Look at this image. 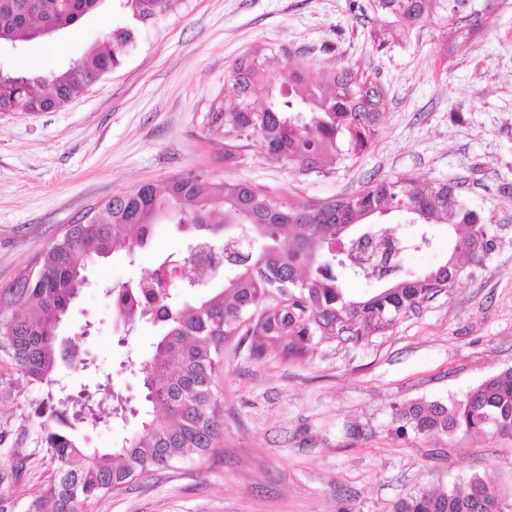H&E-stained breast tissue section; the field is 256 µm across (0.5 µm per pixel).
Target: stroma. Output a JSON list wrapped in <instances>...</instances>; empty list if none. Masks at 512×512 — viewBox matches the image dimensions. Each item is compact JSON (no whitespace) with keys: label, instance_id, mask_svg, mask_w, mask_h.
Wrapping results in <instances>:
<instances>
[{"label":"stroma","instance_id":"1","mask_svg":"<svg viewBox=\"0 0 512 512\" xmlns=\"http://www.w3.org/2000/svg\"><path fill=\"white\" fill-rule=\"evenodd\" d=\"M121 23L102 10L55 38L1 45L0 67L58 70ZM381 23L367 0H184L141 29L120 68L60 110L0 113V295L91 208L189 171L301 204L397 175L454 181L495 229L493 251L463 259L453 288L361 342L324 341L291 361L255 359L243 334L226 341L223 453L155 470L88 512H393L401 499L463 488L475 474L512 488V435L402 434L394 420L395 407L447 403L512 368V0H494L473 40L450 54L444 15L383 46L368 37ZM256 47L274 57L275 88L285 62L365 70L386 99L372 145L336 169L304 172L257 137L215 131L210 104L235 59ZM379 227L430 238L401 255L402 273H425L451 255L445 225L394 213ZM189 245L165 221L147 250L90 267L68 329L85 363L61 370L71 391L96 390L108 377L139 401L141 362L158 329L125 334L105 291L182 258ZM45 396L0 360V512H27L54 469L32 412Z\"/></svg>","mask_w":512,"mask_h":512}]
</instances>
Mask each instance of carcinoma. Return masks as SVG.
<instances>
[{"label":"carcinoma","instance_id":"carcinoma-1","mask_svg":"<svg viewBox=\"0 0 512 512\" xmlns=\"http://www.w3.org/2000/svg\"><path fill=\"white\" fill-rule=\"evenodd\" d=\"M181 0H112L126 20L87 55L48 75L0 73V112H53L78 93L119 68L135 46L139 26L177 11ZM99 0H0V44L36 38L40 24L61 32L100 8ZM367 8L386 18L370 39L382 45L400 38L438 10L451 22L453 39H468L489 13L488 0H368ZM273 58L256 47L237 58L227 96L211 105V124L229 133L259 139L268 154L333 169L369 146L385 118L381 87L354 68H284L285 92L272 94L266 68ZM264 99L265 112L247 106ZM415 218L444 224L453 240L452 254L481 258L495 245L492 225L465 201L461 184L420 182L399 175L372 182L332 199L321 208L290 204L247 183H231L194 172L156 184H144L100 204L89 224H69L61 238L38 252L34 266L9 289L0 311V355L29 384L48 387L35 404L43 418L40 443L55 461L42 495L27 512H86L95 500L119 491L144 474L174 463L209 459L224 449V406L215 393L224 343L247 325L250 349L258 359L279 352L301 360L315 340L340 337L359 341L379 332L437 293L454 287L461 273L455 258L421 275H409L363 299L348 297L341 281L370 279L398 270L397 256L428 245L426 238L396 240L378 270L336 252L337 227L359 224L345 249L359 238L378 235L363 224L364 214L394 212L399 202ZM169 219L193 228L196 242L220 250L230 237L255 240L252 250L233 259L228 276L211 280L221 287L186 303L173 289L153 288L152 271L137 282L110 290L112 307L127 330L142 321L161 333L142 361L145 406L139 408L99 385L94 394L76 396L55 377L59 364L79 354L74 342L59 339V321L86 284V263L117 251L131 253L149 245L158 224ZM288 236V246L281 237ZM124 421L140 417L139 430L104 452L92 451L77 436L78 425L97 421L102 412ZM402 433L512 434V369L486 380L461 399L445 404L421 402L395 408ZM512 496L491 491L488 475H474L465 489L424 491L397 502L393 512H503Z\"/></svg>","mask_w":512,"mask_h":512}]
</instances>
